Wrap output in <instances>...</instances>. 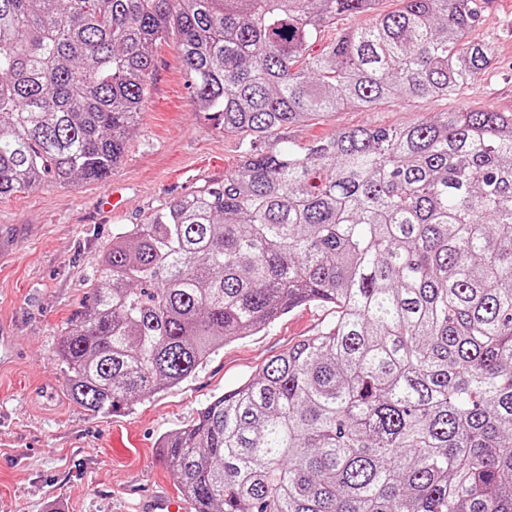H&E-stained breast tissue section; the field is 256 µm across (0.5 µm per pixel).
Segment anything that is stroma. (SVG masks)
Segmentation results:
<instances>
[{"instance_id":"1","label":"stroma","mask_w":512,"mask_h":512,"mask_svg":"<svg viewBox=\"0 0 512 512\" xmlns=\"http://www.w3.org/2000/svg\"><path fill=\"white\" fill-rule=\"evenodd\" d=\"M472 37L487 44L496 68L458 95L344 108L289 128L283 140L302 151L348 126L403 127L462 108L512 113V0H484ZM239 156V136L199 112L169 41L153 49L140 125L111 177L76 187L48 182L0 199V326L16 338L14 354L0 363V512H135L146 493L178 494L161 439L334 319L328 305L297 307L225 344L180 384L106 417L70 398L54 351L90 302L104 246L122 228L222 180ZM115 186L124 209L101 216L97 199Z\"/></svg>"}]
</instances>
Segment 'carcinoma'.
I'll return each instance as SVG.
<instances>
[{"instance_id":"1","label":"carcinoma","mask_w":512,"mask_h":512,"mask_svg":"<svg viewBox=\"0 0 512 512\" xmlns=\"http://www.w3.org/2000/svg\"><path fill=\"white\" fill-rule=\"evenodd\" d=\"M377 2L0 0V197L108 178L171 38L244 146L104 247L57 350L74 401L108 415L303 304L336 309L163 442L199 512H512V114L280 142L495 68L477 0ZM354 13L373 22L323 41Z\"/></svg>"}]
</instances>
